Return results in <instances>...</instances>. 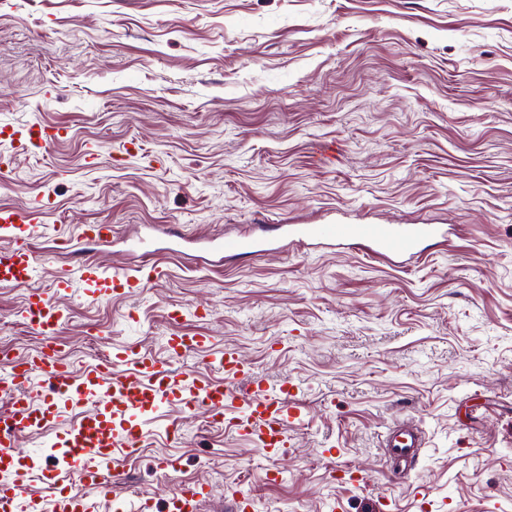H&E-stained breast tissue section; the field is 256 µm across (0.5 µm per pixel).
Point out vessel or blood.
Here are the masks:
<instances>
[{"label": "vessel or blood", "instance_id": "b4317fda", "mask_svg": "<svg viewBox=\"0 0 512 512\" xmlns=\"http://www.w3.org/2000/svg\"><path fill=\"white\" fill-rule=\"evenodd\" d=\"M63 136L62 127L42 123L23 132L0 130V138L20 151L31 144L52 149ZM48 206V200L40 198L22 209L0 208V284L26 288L27 308L42 315L41 321L31 326L41 338V346L12 358L5 377L0 378L13 396L7 415L0 417V512H42V499L25 495L26 482L35 473L56 494L52 512H98L99 501H93L88 492L97 490L100 500H111L112 484L121 475L117 449H124L130 457L139 454L151 434L154 414L173 403L219 423L225 421L226 412H233L229 424L237 434L274 454L285 449L288 429L298 418L293 384L267 385L251 375L233 348H225L220 357L224 368L220 381H202L189 372L169 370L135 345L80 368L59 356L55 336L65 309L58 298L68 293L73 279H81L87 296L95 299L142 288L144 279H156L160 271L87 258L75 267L56 268L54 294L32 287L42 261L33 248L42 235L36 216ZM270 231L263 239L237 235L212 242L207 250L211 263L266 255L288 238L325 248L361 245L371 257L396 264L417 256L429 242L448 240V229L441 224H275ZM76 240L110 246L112 227L84 224L76 237L61 236L57 243L68 247ZM212 342L209 336H175L167 355L173 360L197 355ZM35 378L41 379L45 388L39 406L33 404L29 392ZM244 378L249 381L245 387L240 384ZM71 411L76 412V419L66 421L62 433L54 434V422ZM25 433L43 435L44 440L39 448L22 455L17 442ZM420 446L417 430L400 425L393 429L386 455L393 460L395 473L413 466ZM207 495L206 484H178L165 502L166 512H198Z\"/></svg>", "mask_w": 512, "mask_h": 512}]
</instances>
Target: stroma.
I'll use <instances>...</instances> for the list:
<instances>
[{
  "label": "stroma",
  "instance_id": "35a3bbf8",
  "mask_svg": "<svg viewBox=\"0 0 512 512\" xmlns=\"http://www.w3.org/2000/svg\"><path fill=\"white\" fill-rule=\"evenodd\" d=\"M37 122L67 134L48 152L0 139V207L51 198L37 252L82 224L111 225L117 263H140L136 233L187 237L138 292L74 285L66 351L163 360L173 332L211 336L295 386L274 456L169 406L183 438L153 431L126 458L122 512L196 481L200 512L238 494L251 512H512V0H0V125ZM330 221L453 237L405 267L296 247L213 265L199 244ZM25 296L0 286V372L38 346ZM402 422L425 445L394 478L383 440Z\"/></svg>",
  "mask_w": 512,
  "mask_h": 512
}]
</instances>
